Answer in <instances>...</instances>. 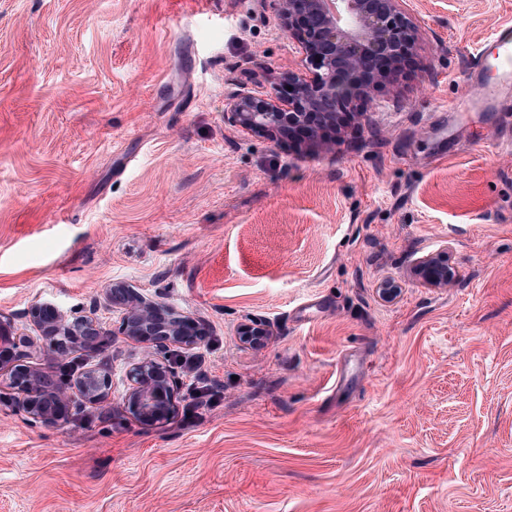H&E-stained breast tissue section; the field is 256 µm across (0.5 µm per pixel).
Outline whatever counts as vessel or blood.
<instances>
[{
    "label": "vessel or blood",
    "instance_id": "b4317fda",
    "mask_svg": "<svg viewBox=\"0 0 512 512\" xmlns=\"http://www.w3.org/2000/svg\"><path fill=\"white\" fill-rule=\"evenodd\" d=\"M493 63L497 79L485 81V63ZM468 101L495 112H512V26L496 30L477 48L466 75Z\"/></svg>",
    "mask_w": 512,
    "mask_h": 512
}]
</instances>
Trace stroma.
<instances>
[{"label":"stroma","instance_id":"obj_1","mask_svg":"<svg viewBox=\"0 0 512 512\" xmlns=\"http://www.w3.org/2000/svg\"><path fill=\"white\" fill-rule=\"evenodd\" d=\"M408 6L412 68L295 145L224 121L304 67L274 0H0V314L94 313L112 377L55 427L0 397V512H512V124L457 110L512 0ZM115 285L207 324L211 405L179 367L125 411ZM415 267L427 285L447 283L455 274L454 269L448 265L447 252L420 257ZM238 335L241 342L256 347L264 344L269 332L263 323L250 321L240 326Z\"/></svg>","mask_w":512,"mask_h":512}]
</instances>
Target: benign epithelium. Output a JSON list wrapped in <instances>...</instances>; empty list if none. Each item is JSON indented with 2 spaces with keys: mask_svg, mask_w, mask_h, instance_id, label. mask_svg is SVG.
Listing matches in <instances>:
<instances>
[{
  "mask_svg": "<svg viewBox=\"0 0 512 512\" xmlns=\"http://www.w3.org/2000/svg\"><path fill=\"white\" fill-rule=\"evenodd\" d=\"M277 16L304 56L307 73L290 68L276 76L273 93L240 90L224 108V121L270 140L295 130L311 138L322 127H335L367 88L405 68L419 41L420 26L406 0H275ZM416 271L428 285L448 282L455 271L448 255H426ZM107 303L120 312V332L142 346L128 368L126 409L145 424L163 423L176 410L177 395L163 354L172 346L193 349L204 343L205 325L162 302L117 286L106 291ZM34 331L55 355L80 349L97 354L109 332L91 315H66L47 302L28 311ZM241 342L264 344L269 332L257 321L238 329ZM35 341L10 318L0 314V388L13 395L15 407L32 421L56 426L72 415L75 400L90 406L109 402L112 380L103 366L80 373L72 383L59 384L25 363Z\"/></svg>",
  "mask_w": 512,
  "mask_h": 512,
  "instance_id": "1",
  "label": "benign epithelium"
}]
</instances>
